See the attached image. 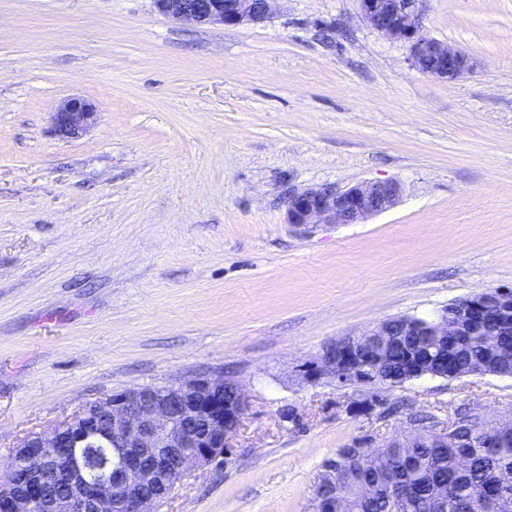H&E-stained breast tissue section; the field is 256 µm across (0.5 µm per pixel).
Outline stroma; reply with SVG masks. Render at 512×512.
Listing matches in <instances>:
<instances>
[{
    "instance_id": "stroma-1",
    "label": "stroma",
    "mask_w": 512,
    "mask_h": 512,
    "mask_svg": "<svg viewBox=\"0 0 512 512\" xmlns=\"http://www.w3.org/2000/svg\"><path fill=\"white\" fill-rule=\"evenodd\" d=\"M424 26L475 70L421 75L358 0L235 27L0 0V471L90 402L201 372L250 406L157 512H311L324 461L409 412L512 418V377L410 381L387 417L302 378L336 339L512 288V0H426ZM76 95L96 123L58 138ZM376 179L402 193L364 223L286 222L288 189ZM97 107L87 98L72 96L64 99L53 112V129L61 138L76 139L97 120Z\"/></svg>"
}]
</instances>
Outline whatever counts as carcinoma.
Returning a JSON list of instances; mask_svg holds the SVG:
<instances>
[{"label": "carcinoma", "mask_w": 512, "mask_h": 512, "mask_svg": "<svg viewBox=\"0 0 512 512\" xmlns=\"http://www.w3.org/2000/svg\"><path fill=\"white\" fill-rule=\"evenodd\" d=\"M414 347L408 343L387 352L388 363L398 370L411 361ZM419 357L439 359L434 372L450 378L466 375L479 365L489 373H512L505 359L478 328L448 337V351L437 343L421 345ZM471 415L459 414L460 430L448 436L442 448H390L369 453L365 448H341L323 468L333 464L345 470V478L331 489L336 512H467L473 500L479 512H512V427L485 433L469 427ZM362 483L374 486L373 498L358 493Z\"/></svg>", "instance_id": "1"}]
</instances>
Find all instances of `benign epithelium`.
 <instances>
[{
  "label": "benign epithelium",
  "instance_id": "1",
  "mask_svg": "<svg viewBox=\"0 0 512 512\" xmlns=\"http://www.w3.org/2000/svg\"><path fill=\"white\" fill-rule=\"evenodd\" d=\"M273 0H152L154 10L174 20L199 25L234 27L261 23ZM362 17L376 30L410 48L411 65L421 74L455 80L475 69L466 53L429 37L423 26L426 0H358ZM97 120L89 99L72 96L53 112V129L61 138L76 139ZM400 184L367 180L338 189L328 184L291 191L286 200L287 223L360 224L395 206ZM512 314V290L491 288L448 306L439 319L421 323L388 319L358 336L342 337L325 347L304 370L306 382L323 379L338 387L365 388L349 410L382 408L376 389L390 387L383 379L384 355L402 336H433L446 343L460 334L461 321L482 326L497 341L498 326L487 319ZM244 387L232 378L196 374L168 386H142L105 396L51 428L25 437L16 455L29 465L28 478L0 473V512H155L189 471L231 453L230 439L247 411ZM403 438L415 442L448 440L441 422L427 428L409 419ZM104 443L112 452L94 478L84 449ZM67 477L60 494L48 493L59 472Z\"/></svg>",
  "mask_w": 512,
  "mask_h": 512
}]
</instances>
